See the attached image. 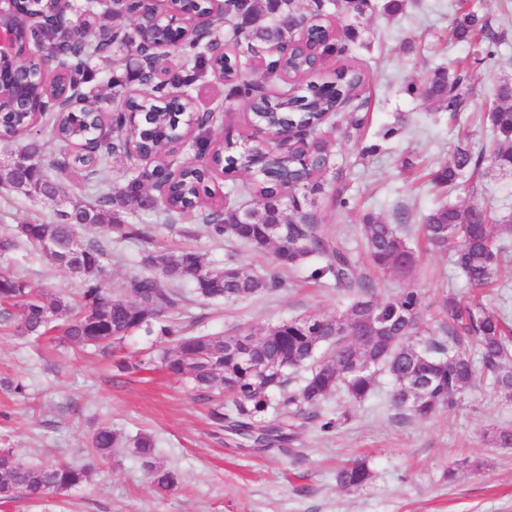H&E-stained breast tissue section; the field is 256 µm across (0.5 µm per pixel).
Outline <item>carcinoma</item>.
I'll return each mask as SVG.
<instances>
[{"instance_id":"carcinoma-1","label":"carcinoma","mask_w":512,"mask_h":512,"mask_svg":"<svg viewBox=\"0 0 512 512\" xmlns=\"http://www.w3.org/2000/svg\"><path fill=\"white\" fill-rule=\"evenodd\" d=\"M232 13L248 17L243 28L233 27L238 47L281 46L292 39L293 28L286 22L291 14H301L297 0H271L265 13L251 0L230 4ZM458 40L469 43L474 54L490 59L506 36L496 30L485 16L474 10L471 0H462L454 21ZM144 27L132 26L123 41L104 36L75 49H62L61 64L81 72L90 83L97 72L90 66L93 58H103L116 49L134 51L147 38ZM183 63L173 71L174 84L185 89L195 84L209 67L203 46L181 44ZM305 60L298 56H275L266 62L271 74L292 72L298 83L293 93L283 94L270 109L260 115L262 124L274 132L284 122L309 126L304 147L288 161L296 181L292 192L285 193L280 181L262 175L256 180V206L240 209L227 203L206 204L201 192L207 191L200 175L180 181L181 191L169 205L152 196L145 184L154 178L149 172L133 173L125 187L112 191L106 165L97 169V191L91 205L73 204L67 218L53 223L23 224L17 234L0 238V252L8 253L25 242L52 265L57 257L44 247L48 240L62 245L75 242L78 252L69 272L80 283L78 303L60 293L49 295L35 291L20 275L0 272V306L4 320L15 323L19 334L39 338L55 331L61 343L74 347L91 346L108 351L130 334L148 329L151 321L162 319L161 334L169 346L160 350L161 366L175 375L188 376L195 396L213 401V390L228 394L224 405L211 411L216 424L231 435L253 442L260 448L287 447L300 441L310 430L322 434L335 432L347 420V412L337 414L324 404L338 391L356 402L364 401L376 389L377 375H388L392 382L389 401L396 417L429 419L449 413L470 390L483 370L492 378L494 393L512 403V324L483 307L462 304L453 294L438 297L437 307L447 318L444 336L423 337L420 294L404 288L381 301L374 297L373 285L363 274L358 261L339 243L322 234L313 216L290 204L296 199L322 190L318 177L306 171L325 163L327 142L319 135V118L331 113L336 102L322 97L315 87L303 83ZM336 95L346 93L363 81L354 67L343 64L335 71ZM407 91L422 96L455 118L466 111L473 96V85L464 65L449 72L438 69L422 82L407 86ZM500 104L488 112L491 138L478 147L468 142L458 145L448 162L430 173V181L448 191H470L471 176L481 172L486 157L503 171H512V82H503L495 92ZM90 133L89 126L72 118L52 124L51 139L65 136L78 142ZM172 133L171 117L160 113L152 124V143L161 148ZM29 156L39 163L32 180L50 196L67 195L65 185L46 177L40 163L46 155V143L32 136L20 142ZM265 152L261 144L238 148L225 144L224 163L237 169L251 166ZM131 202L146 210L160 209L165 219L198 212L210 233L226 237L254 251L273 253L275 267L299 269L315 256L327 259L324 266L311 267L309 279L331 282L350 296L347 308L335 316H305L273 325L259 337L194 335L181 319L186 314L190 295L203 301L234 302L285 287L280 274L259 276L249 268L231 261L224 268L206 265L190 247L150 253L144 264L152 272L129 277L123 287L110 288L111 253L108 243L98 239L81 240L80 228L104 227L117 230L123 238H145L148 227L123 228L120 213ZM293 215H286V210ZM401 215L390 224L363 217L360 232L365 240L370 264L399 278L410 277L417 253L411 246ZM419 231L425 242L449 255L451 264L475 290L489 287L496 280L502 263L512 258V225L500 224L479 204L441 203L425 215ZM192 294H187L186 288ZM474 337L481 349V366H476L464 348L465 338ZM418 380L426 386L415 390L411 403L403 394ZM121 448H131L147 465L153 467V485L158 491L177 487L176 470L154 466L155 440L146 434L126 438L109 426L97 429L89 442L87 461L83 464L56 463L26 465L13 450L0 448V499L11 502L19 497L44 499L84 484L96 462H105ZM372 471L357 460L336 472L339 486L349 492L362 490L371 480Z\"/></svg>"}]
</instances>
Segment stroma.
<instances>
[{"instance_id":"1","label":"stroma","mask_w":512,"mask_h":512,"mask_svg":"<svg viewBox=\"0 0 512 512\" xmlns=\"http://www.w3.org/2000/svg\"><path fill=\"white\" fill-rule=\"evenodd\" d=\"M456 2L406 0L402 13L393 17L375 9L355 18L333 9L324 18L340 32L354 25L357 36L347 56L326 58L316 81L331 78L347 61L362 72L364 83L320 127L330 164L321 192L305 210L356 258L364 256L357 232L363 215L390 223L400 210L413 226L443 200V193L431 189L425 169L446 162L463 138L478 144L488 136V126L474 118L493 108L498 84L512 81V0H473L494 27L508 32L497 56L483 61L454 36ZM461 59L469 65L474 95L469 113L460 119H449L407 93L409 83ZM197 86L213 91L227 112L223 124L202 132L203 142L227 138L245 144L253 133L247 99L229 96L227 86L210 76ZM353 114L364 121L358 141L349 135ZM391 126L398 136L382 139L381 130ZM364 147L370 150L365 157L360 154ZM343 198L348 207L340 206ZM452 200L482 204L497 220L512 217V177L479 180L474 194L457 192ZM56 210V203L0 186V235L20 224L52 222ZM122 217L128 224L151 226V240L111 237L102 228L79 232L83 238L109 239L116 288L145 272L146 255L177 243L181 228L191 231V244L209 266L220 268L232 260L258 274L274 267L272 254L216 239L198 217L169 226L134 204ZM1 270L23 275L37 290L70 295L80 286L68 270L46 264L24 244L0 256ZM366 274L381 300L416 289L423 327L433 338L441 335L432 306L439 289L448 287L465 303L473 296L447 255L430 250H420L408 279L372 268ZM281 277L286 286L275 292L229 304L196 299L188 314L204 333L232 335L244 328L260 335L285 320L342 313L348 303L336 288L309 282L304 269ZM160 336L159 323H152L104 355L90 347L33 343L0 326V381L19 379L27 385L20 398L0 391V448L13 449L31 465L81 461L95 429L108 425L128 437L153 436L160 462L181 477L173 490L155 491L149 472L127 449L98 465L78 488L39 502L18 499L0 505V512H512V445L496 446L487 439L490 432L512 428V404L493 396L490 377L478 375L454 412L402 421L388 403L389 378L379 376L377 392L364 402L352 403L340 394L328 401L329 410L349 415L335 433H305L287 453L230 439L215 428L210 405L196 400L186 379L146 363ZM122 360L129 370L118 371ZM355 458L367 460L373 477L363 490L349 492L337 484L336 469Z\"/></svg>"}]
</instances>
